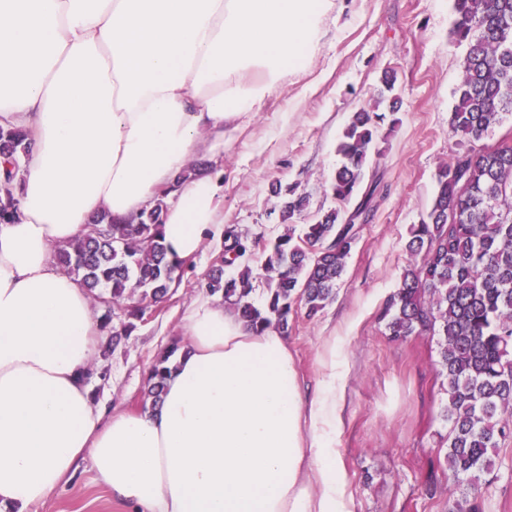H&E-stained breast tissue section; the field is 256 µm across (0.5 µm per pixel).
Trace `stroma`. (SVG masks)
<instances>
[{
	"mask_svg": "<svg viewBox=\"0 0 512 512\" xmlns=\"http://www.w3.org/2000/svg\"><path fill=\"white\" fill-rule=\"evenodd\" d=\"M452 0H344L329 21L320 56L305 76L279 94L224 141L213 176L222 190L224 221L274 239L281 231L272 183L295 185L310 198L300 224L336 207L329 182L336 146L353 112L371 106L384 72H394L401 122L374 166L383 194L372 223L363 225L335 299L315 318L298 310L288 342L303 385L319 377L318 353L328 337H344L348 357L344 426L339 439L355 512H449V426L435 338L391 340L377 320L408 264L411 225L431 206L435 175L457 137L449 113L462 76L465 46L454 42ZM223 247L206 243L188 261L182 280L153 306L125 345L98 356L90 395L107 408L138 411L147 371L183 334L182 317L199 294L203 274ZM496 477L483 485L479 512H512V435L499 443ZM29 512H127L82 462L43 504Z\"/></svg>",
	"mask_w": 512,
	"mask_h": 512,
	"instance_id": "stroma-1",
	"label": "stroma"
}]
</instances>
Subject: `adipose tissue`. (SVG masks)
Wrapping results in <instances>:
<instances>
[{"mask_svg":"<svg viewBox=\"0 0 512 512\" xmlns=\"http://www.w3.org/2000/svg\"><path fill=\"white\" fill-rule=\"evenodd\" d=\"M343 0H0V126L29 131L19 218L0 224V512L46 502L83 460L130 512H354L337 438L344 359L315 390L286 336L200 293L160 406L91 399L87 293L51 261L101 211L165 195L169 258L224 239L221 187L188 174L304 73Z\"/></svg>","mask_w":512,"mask_h":512,"instance_id":"ef3b65f1","label":"adipose tissue"}]
</instances>
